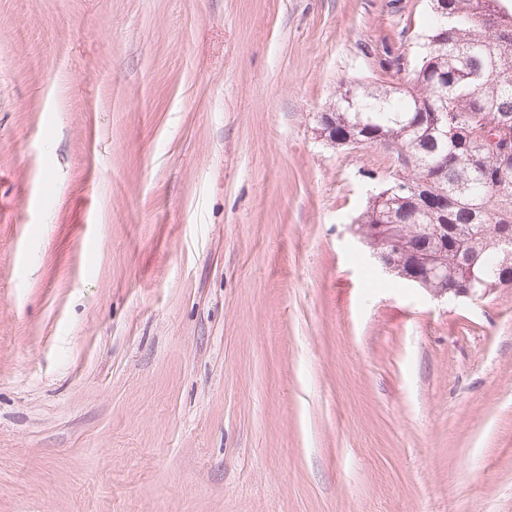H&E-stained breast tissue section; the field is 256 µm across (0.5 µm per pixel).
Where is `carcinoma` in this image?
Here are the masks:
<instances>
[{"label": "carcinoma", "mask_w": 512, "mask_h": 512, "mask_svg": "<svg viewBox=\"0 0 512 512\" xmlns=\"http://www.w3.org/2000/svg\"><path fill=\"white\" fill-rule=\"evenodd\" d=\"M453 22L431 13L427 47L410 53L402 87L377 83L339 87L332 110L321 114L328 137L374 142L393 158L389 178L426 196L399 203L379 191L357 218L368 236L378 224L401 244L398 262L419 256L429 229L448 225V243L433 249L442 280L423 278L422 288H512V5L507 0H440ZM506 14L496 39L486 22Z\"/></svg>", "instance_id": "obj_1"}]
</instances>
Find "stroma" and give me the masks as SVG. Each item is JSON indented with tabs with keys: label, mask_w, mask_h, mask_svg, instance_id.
<instances>
[{
	"label": "stroma",
	"mask_w": 512,
	"mask_h": 512,
	"mask_svg": "<svg viewBox=\"0 0 512 512\" xmlns=\"http://www.w3.org/2000/svg\"><path fill=\"white\" fill-rule=\"evenodd\" d=\"M402 2L0 0V512H512V288L376 266L319 132Z\"/></svg>",
	"instance_id": "obj_1"
}]
</instances>
